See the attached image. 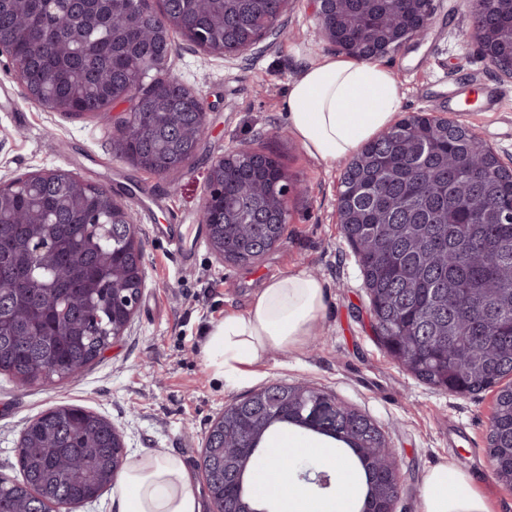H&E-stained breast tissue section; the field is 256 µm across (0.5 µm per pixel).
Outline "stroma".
Segmentation results:
<instances>
[{
	"instance_id": "stroma-1",
	"label": "stroma",
	"mask_w": 512,
	"mask_h": 512,
	"mask_svg": "<svg viewBox=\"0 0 512 512\" xmlns=\"http://www.w3.org/2000/svg\"><path fill=\"white\" fill-rule=\"evenodd\" d=\"M286 37L264 40L236 58L204 53L176 39L170 71L201 92L209 132L182 174L167 179L134 168L112 146L111 117H72L25 97L0 57V182L64 169L129 197L144 246L146 284L124 336L78 378L24 386L0 376V474L15 477V448L26 422L59 404H77L123 434L127 454L161 451L193 475L201 512H214L198 467L210 425L226 405L273 383L307 385L379 424L402 480L395 512H422L424 477L452 462L474 477L493 512H512V488L491 473L487 432L496 391L457 395L431 388L378 344L362 273L336 219L346 161L309 156L290 132L288 93L302 65L335 55L323 41L312 0H290ZM460 0H435L428 29L382 58L398 84L402 114L452 115L512 168V78L492 74L469 35ZM497 85L490 111L449 113L448 101L474 81ZM248 146L272 154L300 192L288 203L284 241L251 266L217 260L201 222L206 177L224 151ZM178 224L175 253L161 227ZM305 272L325 288L324 307L302 350L270 351L250 375L227 386L205 357L207 332L225 314L245 311L271 277Z\"/></svg>"
}]
</instances>
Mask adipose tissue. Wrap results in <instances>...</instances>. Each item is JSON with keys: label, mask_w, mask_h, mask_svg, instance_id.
Instances as JSON below:
<instances>
[{"label": "adipose tissue", "mask_w": 512, "mask_h": 512, "mask_svg": "<svg viewBox=\"0 0 512 512\" xmlns=\"http://www.w3.org/2000/svg\"><path fill=\"white\" fill-rule=\"evenodd\" d=\"M401 106L390 69L375 60L327 56L303 66L288 97L289 127L306 152L326 165L357 154L362 146L395 121ZM324 304L321 282L303 272L267 280L249 308L225 315L206 341L207 359L220 374L244 376L272 350L298 349ZM273 458L265 471L273 473L282 512H359L358 473L331 441L289 433L287 441L271 445ZM302 453L335 481L321 496L297 482L276 457ZM423 512H489L487 498L470 477L444 462L426 475L421 489ZM114 512H200L194 478L169 454L149 452L127 458L114 483Z\"/></svg>", "instance_id": "adipose-tissue-1"}]
</instances>
